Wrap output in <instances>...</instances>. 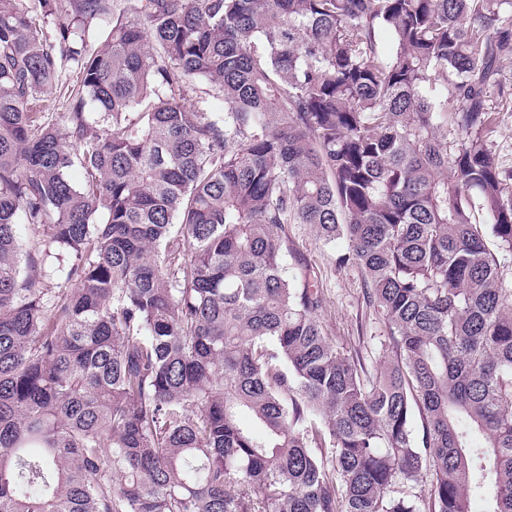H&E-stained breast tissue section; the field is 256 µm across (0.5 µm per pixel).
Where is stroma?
<instances>
[{
  "mask_svg": "<svg viewBox=\"0 0 512 512\" xmlns=\"http://www.w3.org/2000/svg\"><path fill=\"white\" fill-rule=\"evenodd\" d=\"M79 70L76 63L62 62L55 87L45 94L39 110L47 121L61 124L66 110L65 93L77 85ZM489 105L495 118L489 146L506 171H512V101L502 102L491 94ZM294 251L285 258L286 272L296 282L311 278L322 298L318 318L325 334L338 348L359 357L367 368H374L388 359L385 345L387 328L383 319L369 306L366 286L359 269L338 265L336 258L343 253V242L324 244L318 241L306 224L288 227Z\"/></svg>",
  "mask_w": 512,
  "mask_h": 512,
  "instance_id": "obj_1",
  "label": "stroma"
}]
</instances>
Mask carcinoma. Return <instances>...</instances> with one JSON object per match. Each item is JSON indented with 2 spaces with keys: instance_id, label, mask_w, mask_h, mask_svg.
Returning a JSON list of instances; mask_svg holds the SVG:
<instances>
[{
  "instance_id": "1",
  "label": "carcinoma",
  "mask_w": 512,
  "mask_h": 512,
  "mask_svg": "<svg viewBox=\"0 0 512 512\" xmlns=\"http://www.w3.org/2000/svg\"><path fill=\"white\" fill-rule=\"evenodd\" d=\"M131 2L43 0L50 38L0 0V512H512V179L487 145L512 0ZM65 59L62 134L34 108ZM290 224L347 242L375 371L285 274Z\"/></svg>"
}]
</instances>
